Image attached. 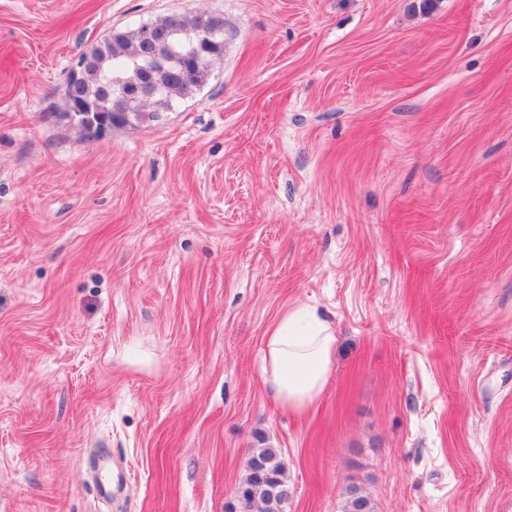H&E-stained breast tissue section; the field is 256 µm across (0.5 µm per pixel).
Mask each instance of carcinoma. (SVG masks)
<instances>
[{
	"instance_id": "carcinoma-1",
	"label": "carcinoma",
	"mask_w": 512,
	"mask_h": 512,
	"mask_svg": "<svg viewBox=\"0 0 512 512\" xmlns=\"http://www.w3.org/2000/svg\"><path fill=\"white\" fill-rule=\"evenodd\" d=\"M224 56V15L202 11L171 17L129 31L113 32L81 55L79 70L71 73L64 99L92 107L90 112L68 113L95 135L124 127L146 115L153 118L171 110L206 81L214 62ZM165 71L163 91L135 100L124 93L137 84L146 68ZM251 460L263 468V478L247 467L237 489L239 512H283L292 489L286 467L276 448H254ZM342 512H375L371 499L351 489Z\"/></svg>"
}]
</instances>
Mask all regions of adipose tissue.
<instances>
[{"instance_id":"adipose-tissue-1","label":"adipose tissue","mask_w":512,"mask_h":512,"mask_svg":"<svg viewBox=\"0 0 512 512\" xmlns=\"http://www.w3.org/2000/svg\"><path fill=\"white\" fill-rule=\"evenodd\" d=\"M335 366V329L317 312L292 309L270 327L264 382L289 412L307 414L319 401Z\"/></svg>"}]
</instances>
